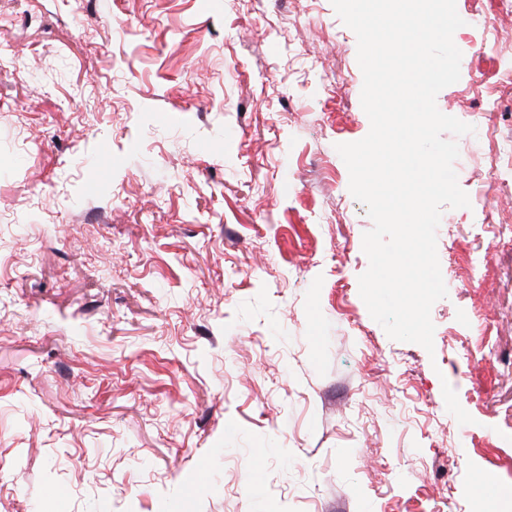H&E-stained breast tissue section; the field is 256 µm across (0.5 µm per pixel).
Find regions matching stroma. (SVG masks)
<instances>
[{"label":"stroma","instance_id":"obj_1","mask_svg":"<svg viewBox=\"0 0 512 512\" xmlns=\"http://www.w3.org/2000/svg\"><path fill=\"white\" fill-rule=\"evenodd\" d=\"M494 2L456 0L436 97L474 131L429 352L359 294L373 222L335 146L370 122L331 0H0V512H512L476 491L512 486Z\"/></svg>","mask_w":512,"mask_h":512}]
</instances>
